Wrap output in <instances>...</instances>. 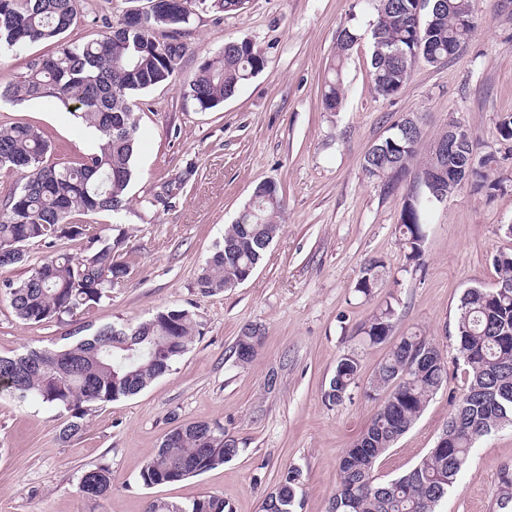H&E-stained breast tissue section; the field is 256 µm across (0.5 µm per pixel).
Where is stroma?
<instances>
[{
	"label": "stroma",
	"mask_w": 512,
	"mask_h": 512,
	"mask_svg": "<svg viewBox=\"0 0 512 512\" xmlns=\"http://www.w3.org/2000/svg\"><path fill=\"white\" fill-rule=\"evenodd\" d=\"M476 28L456 56L432 66L416 61L401 91L382 97L370 77L367 0H243L234 12L198 13L183 28L188 46L179 73L134 98L138 132L129 207L78 215L87 236L32 242L25 263L0 269V355L64 345L107 324L137 326L161 310H186L200 325L189 350L166 375L137 395L97 408L84 433L58 437L63 417L38 400L0 394V512H145L158 498L189 504L223 495L231 512H262L266 496L289 470L300 472V512H329L339 463L380 403L371 394L392 339L361 348L359 329L392 306L394 337L433 340L448 381L422 415L375 465L397 478L433 448L454 413L465 382L456 342L457 308L470 287H493L496 252H512V151L499 123L512 115V0H472ZM128 0H81L70 41L98 38L102 20L119 22ZM359 39L343 62L344 99L325 110L321 91L342 29ZM247 40L266 64L218 107L200 110L184 91L201 64L225 42ZM420 127L427 154L449 121L464 125L478 154H497L495 197L462 187L425 215L419 263L407 261L397 224L413 166L391 195L363 171L367 151L405 117ZM27 123L49 140L50 163L76 165L100 142L61 103L0 102V127ZM275 182L286 206L279 234L252 276L213 295L196 285L200 267L255 187ZM122 227L119 253L129 267L109 296L63 321L30 325L14 313L5 282L26 278L48 256L84 255L90 239ZM384 265L372 294L356 292L361 267ZM262 338L254 360L240 365L235 343L244 328ZM357 351L361 371L350 398L324 397L341 355ZM193 421L223 429L237 442L230 461L191 479L149 487L140 472L165 434ZM112 471V490L89 500L78 491L84 471ZM512 468V428L479 440L439 512H500L501 471Z\"/></svg>",
	"instance_id": "obj_1"
}]
</instances>
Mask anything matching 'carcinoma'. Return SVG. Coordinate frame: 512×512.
I'll return each instance as SVG.
<instances>
[{
  "label": "carcinoma",
  "instance_id": "obj_1",
  "mask_svg": "<svg viewBox=\"0 0 512 512\" xmlns=\"http://www.w3.org/2000/svg\"><path fill=\"white\" fill-rule=\"evenodd\" d=\"M208 0H149L134 23L122 18L104 23L106 32L84 43L63 40L74 23L79 0H0V47L20 48L37 42L57 45L48 57L29 61L16 80L0 84V101L24 102L52 98L82 123L94 129L103 143L76 166L57 167L46 161L50 144L28 124L0 128V167L22 176V185L0 212V268L26 261L25 246L32 241L48 245L58 238L78 239L86 228L69 221L74 212L93 214L127 210V189L138 122L133 96L171 80L187 52L179 30L188 26L196 10ZM371 30V79L377 93L390 97L407 81L415 58L436 65L455 56L475 28L465 23L471 0H429L417 10L418 0H375ZM419 17H414V14ZM358 40L345 28L338 36L337 64L322 91L327 109L343 102L339 61ZM265 65L263 53L249 41L224 43L199 68L185 95L202 110L217 107ZM419 135L394 129L364 156L363 170L383 193L394 192L418 155ZM496 163L489 157L471 175L468 185L491 197L500 184L487 171ZM404 201L399 236L410 262L420 260L426 238L423 213L433 197ZM285 208L277 185L261 183L254 198L224 230L197 277L203 294L235 288L248 269H255L280 230ZM125 232L97 240L81 258L58 255L33 268L19 282L5 284L17 317L29 324L60 321L107 296L114 279L129 274L128 265L115 259ZM497 283L512 282V252L493 256ZM383 264L367 262L360 269L357 292L372 293ZM391 306L374 314L360 329L369 345L392 335ZM199 333L185 310H164L135 328L109 324L70 344L31 349L17 356H0V378L14 380L9 394L18 400L36 398L67 414L59 438L80 436L86 417L98 406L134 396L170 371ZM456 339L466 366V386L448 420V446L433 447L404 475L382 480L371 461L392 447L421 416L443 386L448 367L440 349L416 333L401 336L380 364L372 389L384 393L367 428L345 452L340 482L330 512H437L439 503L460 477L475 442L503 426H512V288L471 287L458 305ZM260 337L244 330L235 343L241 364L251 362ZM358 355L343 354L325 391L337 404L357 384ZM235 440L205 421L190 422L169 432L141 471L146 486L181 482L223 465L237 455ZM298 474L276 487L278 512H299ZM83 496L96 500L112 490V471L97 466L79 482ZM146 512H230L224 497L204 493L183 506L164 499L149 503Z\"/></svg>",
  "mask_w": 512,
  "mask_h": 512
}]
</instances>
